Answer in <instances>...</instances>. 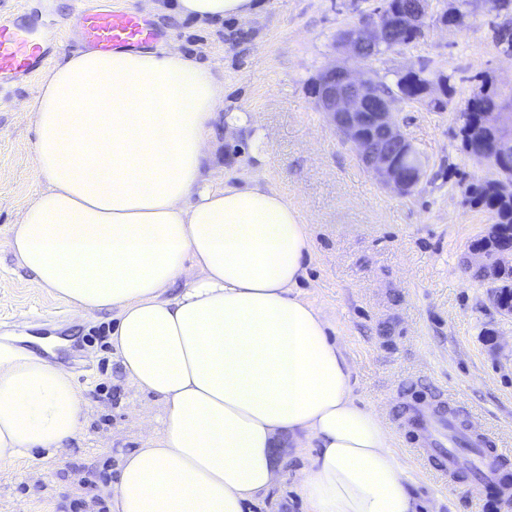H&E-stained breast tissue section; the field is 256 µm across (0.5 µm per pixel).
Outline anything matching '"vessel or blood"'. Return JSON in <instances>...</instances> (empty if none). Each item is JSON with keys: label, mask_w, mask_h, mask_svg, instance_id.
<instances>
[{"label": "vessel or blood", "mask_w": 512, "mask_h": 512, "mask_svg": "<svg viewBox=\"0 0 512 512\" xmlns=\"http://www.w3.org/2000/svg\"><path fill=\"white\" fill-rule=\"evenodd\" d=\"M77 3V26L82 39L97 51L138 50L159 38L158 31L137 14L92 7L86 0ZM49 54L46 38H34L18 26L0 25V86L25 80L42 70L49 62ZM455 418L454 411L433 404L413 407L404 416V425L423 443L417 451L419 461L432 466L435 477L444 484L454 482L461 471L475 465L482 466L486 479H496V470L486 465L495 450L484 435L472 434L465 437L462 446L445 447L447 433L455 428Z\"/></svg>", "instance_id": "obj_1"}]
</instances>
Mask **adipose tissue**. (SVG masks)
Segmentation results:
<instances>
[{
  "label": "adipose tissue",
  "mask_w": 512,
  "mask_h": 512,
  "mask_svg": "<svg viewBox=\"0 0 512 512\" xmlns=\"http://www.w3.org/2000/svg\"><path fill=\"white\" fill-rule=\"evenodd\" d=\"M164 9L245 23L260 5ZM223 108L216 77L174 42L63 57L34 108L47 187L9 246L76 315L115 312L125 376L161 406L105 490L111 512H246L282 477L285 433L316 448L298 482L309 512H416L389 428L355 404L326 316L295 291L311 253L300 211L277 190L202 175ZM85 419L55 360L0 344L1 465L63 453Z\"/></svg>",
  "instance_id": "obj_1"
}]
</instances>
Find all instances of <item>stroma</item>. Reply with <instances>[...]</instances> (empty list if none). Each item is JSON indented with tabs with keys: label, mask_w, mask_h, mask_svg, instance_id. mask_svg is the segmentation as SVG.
<instances>
[{
	"label": "stroma",
	"mask_w": 512,
	"mask_h": 512,
	"mask_svg": "<svg viewBox=\"0 0 512 512\" xmlns=\"http://www.w3.org/2000/svg\"><path fill=\"white\" fill-rule=\"evenodd\" d=\"M262 2L248 23L210 25L146 12L144 0L112 5L146 14L164 38L211 69L225 111L252 113L272 132L258 150L252 129L229 138L216 122V150L203 175L218 186L274 188L300 210L312 249L296 291L329 320L330 338L352 368L355 402L384 418L417 512H512V493L466 479L437 482L398 426L418 396L450 402L460 421H472L502 448L501 469L512 484V318L490 303L486 283L461 269L492 218L464 204L466 188L485 169L455 136L457 100L477 92L481 76L512 91V57L497 38L502 26L512 27V7L471 0L464 25L430 26L409 45L358 61L379 81L414 71L433 81L450 75L455 86L442 110L399 104V124L424 164L419 186L400 196L362 166L312 91L320 71L343 59L337 33L371 14L377 0ZM71 7L72 0H0V22L54 32L57 60L83 48ZM42 80L38 73L0 94V336L29 323L36 335L60 338L55 357L82 392L86 421L66 453L43 451L0 468V512H110L99 489L115 480L123 454L142 447L149 426L142 408L153 398L127 382L115 359L114 312L73 317L10 250L11 224L46 187L33 150ZM314 454L289 448L282 480L248 512H308L297 481Z\"/></svg>",
	"instance_id": "1"
}]
</instances>
